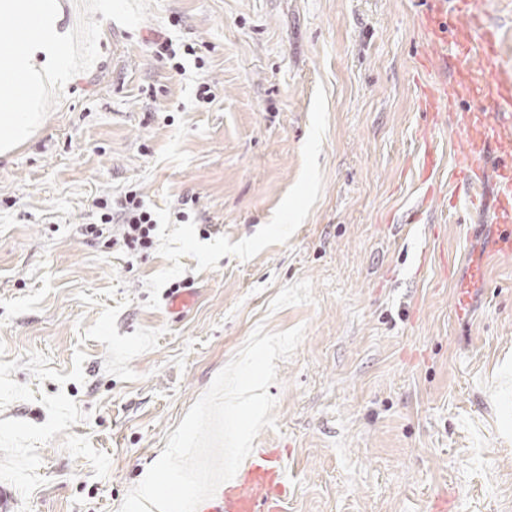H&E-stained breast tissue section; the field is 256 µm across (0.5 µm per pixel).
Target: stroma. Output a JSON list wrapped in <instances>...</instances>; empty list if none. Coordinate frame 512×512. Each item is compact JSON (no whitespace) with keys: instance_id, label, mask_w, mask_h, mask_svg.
Returning a JSON list of instances; mask_svg holds the SVG:
<instances>
[{"instance_id":"obj_1","label":"stroma","mask_w":512,"mask_h":512,"mask_svg":"<svg viewBox=\"0 0 512 512\" xmlns=\"http://www.w3.org/2000/svg\"><path fill=\"white\" fill-rule=\"evenodd\" d=\"M430 0H159L0 152V488L119 512L257 324L277 360L286 512H512V257L452 204L463 102L429 139ZM193 46L185 74L155 42ZM207 83L213 102L196 98ZM437 154L429 182L417 164ZM137 193L132 257L100 221ZM194 293L173 313V287ZM121 240L128 253H141L152 248L156 221L145 209L137 194H125L121 203Z\"/></svg>"}]
</instances>
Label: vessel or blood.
I'll use <instances>...</instances> for the list:
<instances>
[{"label": "vessel or blood", "instance_id": "vessel-or-blood-1", "mask_svg": "<svg viewBox=\"0 0 512 512\" xmlns=\"http://www.w3.org/2000/svg\"><path fill=\"white\" fill-rule=\"evenodd\" d=\"M456 24L451 52L442 63L451 69V81L420 85L419 107L441 119L458 100L478 94L477 112L464 125L465 148L456 157L454 174L459 198L467 207L483 206L486 189L494 191V210L499 226L490 244L496 256L512 255V69L499 61L498 27L489 22L478 0H450ZM505 154V162L491 165V150ZM284 455L277 448H257L242 462L233 479L202 502L198 512H285L288 496Z\"/></svg>", "mask_w": 512, "mask_h": 512}]
</instances>
